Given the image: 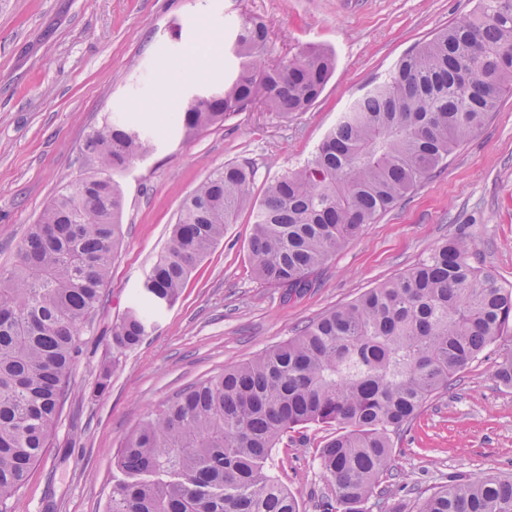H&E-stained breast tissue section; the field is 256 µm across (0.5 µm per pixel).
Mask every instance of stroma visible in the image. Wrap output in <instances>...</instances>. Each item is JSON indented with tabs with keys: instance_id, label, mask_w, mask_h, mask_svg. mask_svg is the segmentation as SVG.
I'll return each mask as SVG.
<instances>
[{
	"instance_id": "obj_1",
	"label": "stroma",
	"mask_w": 512,
	"mask_h": 512,
	"mask_svg": "<svg viewBox=\"0 0 512 512\" xmlns=\"http://www.w3.org/2000/svg\"><path fill=\"white\" fill-rule=\"evenodd\" d=\"M475 0H0V266L12 264L28 227L85 175L81 147L104 118L158 99L159 60L202 62L181 80L183 98L222 86L235 62L240 25L262 18L266 56L276 64L309 45L336 54V71L306 112L260 107L184 138L157 113L154 149L114 172L124 193L123 238L102 302L83 335L70 391L50 444L11 512H103L114 455L143 416L185 385L251 359L308 322L413 267L458 233L474 239L473 261L512 285V95L492 119L377 223L330 258L311 288L286 299L261 283L249 257V212L195 268L178 301L155 315L143 342L112 348V329L165 249L183 198L213 170L237 161L267 182L315 152L363 87L385 76L414 45L471 13ZM512 340L485 350L393 438L383 505L364 512H414L420 494L458 476L512 474V387L495 378ZM110 388L97 395L101 372ZM336 433H289L271 467L301 512H320L333 488L318 453Z\"/></svg>"
}]
</instances>
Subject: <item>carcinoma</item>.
<instances>
[{
	"mask_svg": "<svg viewBox=\"0 0 512 512\" xmlns=\"http://www.w3.org/2000/svg\"><path fill=\"white\" fill-rule=\"evenodd\" d=\"M266 32L242 23L237 66L214 94L175 119L189 139L254 104L304 112L336 69L311 46L265 64ZM512 91V0L473 12L417 44L387 78L339 116L303 166L253 195L255 170L230 162L181 203L165 250L112 348L139 345L156 308L179 298L192 271L238 215L253 217L255 276L290 296L336 251L376 223L489 120ZM153 150L151 130L105 120L81 149L90 174L42 210L0 267V512L48 447L82 335L104 296L121 240L123 196L112 174ZM460 234L414 267L304 326L287 342L194 382L147 413L121 443L105 512H300L271 473L290 432L336 426L318 453L334 496L323 512H363L392 474L391 435L512 325V286L475 265ZM418 512H512V476H474L423 498Z\"/></svg>",
	"mask_w": 512,
	"mask_h": 512,
	"instance_id": "1",
	"label": "carcinoma"
}]
</instances>
